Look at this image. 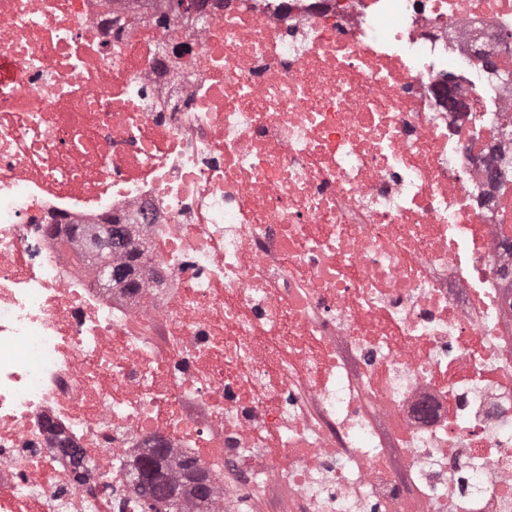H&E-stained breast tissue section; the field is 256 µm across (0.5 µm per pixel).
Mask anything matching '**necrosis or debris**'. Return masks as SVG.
Here are the masks:
<instances>
[{"label": "necrosis or debris", "instance_id": "obj_1", "mask_svg": "<svg viewBox=\"0 0 512 512\" xmlns=\"http://www.w3.org/2000/svg\"><path fill=\"white\" fill-rule=\"evenodd\" d=\"M486 50L512 0H0V512H145L157 446L209 512H512ZM114 221L156 272L103 288L61 227ZM251 506L246 512H295V497H290L277 488H271L264 495L251 497Z\"/></svg>", "mask_w": 512, "mask_h": 512}]
</instances>
